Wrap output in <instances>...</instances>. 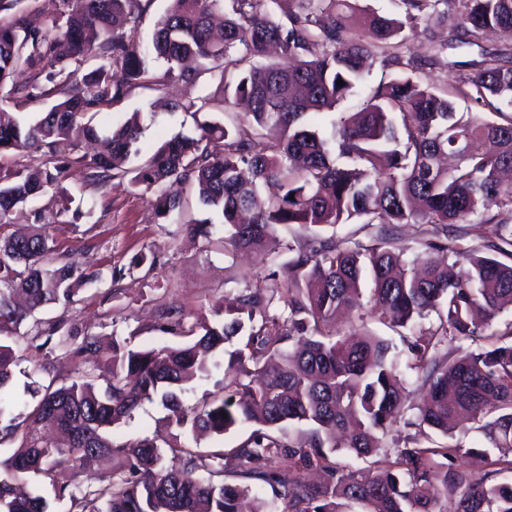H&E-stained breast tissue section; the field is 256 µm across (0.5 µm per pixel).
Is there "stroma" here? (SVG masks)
I'll return each mask as SVG.
<instances>
[{
  "instance_id": "1",
  "label": "stroma",
  "mask_w": 512,
  "mask_h": 512,
  "mask_svg": "<svg viewBox=\"0 0 512 512\" xmlns=\"http://www.w3.org/2000/svg\"><path fill=\"white\" fill-rule=\"evenodd\" d=\"M499 44L496 34H487L481 46H463L441 54L436 65L425 73L438 88L452 92L459 85L460 63L476 61L481 48ZM159 92L136 88L109 114L105 123L119 125L137 116L144 129L142 147L151 150L175 134L195 135L193 119L172 112L159 103ZM63 184L75 204L84 211L72 224H59L53 230L57 251L65 262L79 269L101 270L104 280L79 291L67 310L49 308L48 316L66 312L73 324L88 330L103 341H129L135 347L176 345L178 337L164 333L163 325L174 322L178 313L192 320L213 323L226 297L254 287L270 272L268 259L286 262V244L291 237H306V230L277 231L268 236L255 252L232 255L222 246L207 245L203 239L187 237L177 225L162 224L155 218L145 197L117 187L101 197L84 181L78 165L68 166ZM157 258L155 268L141 263V255ZM121 278L111 279L112 270ZM340 326H356L362 331L391 341L397 357V370L411 392V402H418L421 381L413 368L414 360L402 339V328L381 321L370 310L354 311L339 321ZM78 366L77 360L57 354L44 356L24 352L15 369L13 390L24 396L29 383L68 382ZM170 411L161 400L142 404L132 419L114 430L120 437L163 439L174 433Z\"/></svg>"
}]
</instances>
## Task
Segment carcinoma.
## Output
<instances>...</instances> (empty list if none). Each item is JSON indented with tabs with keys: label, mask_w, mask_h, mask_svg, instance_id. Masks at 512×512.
<instances>
[{
	"label": "carcinoma",
	"mask_w": 512,
	"mask_h": 512,
	"mask_svg": "<svg viewBox=\"0 0 512 512\" xmlns=\"http://www.w3.org/2000/svg\"><path fill=\"white\" fill-rule=\"evenodd\" d=\"M356 2L169 0L146 43L139 27L151 0H58L40 26L20 11L0 20V158L31 147L47 157L39 167L0 164V227L15 210L48 199L34 211L32 231L0 237V445L20 439L0 457V512H51L44 496L18 491L20 483L47 484L78 512H241L252 488L267 486L288 497L289 512H346L352 503L365 512H445L450 485L458 490L454 512H512V481L457 464L464 455L485 459V451L420 441L427 428L450 434L466 416L498 450L499 471L512 472V344L438 355L447 338L474 342L512 308V183L499 177L512 169V115L501 109L512 106V0H398L402 18L360 13ZM450 5L461 18L450 43L476 45L488 29L503 36L502 48L457 88L477 113L458 114L421 78L450 43L419 58L394 50L404 31L421 21L429 30ZM375 62L388 75L357 111L340 113L333 139L310 129L306 114L338 109ZM204 73L215 91L175 100L170 111L195 119L228 111L233 99L247 110L229 124L198 122L196 135H175L146 161L118 168L117 160L140 154L141 126L134 115L116 128L97 117L134 88L193 85ZM43 100L50 104L32 122L6 110ZM61 159L86 168L98 190L117 180L139 191L164 221L182 212L165 184L186 185L221 211L222 243L234 251L258 247L279 228L354 219L368 240L290 243L285 280L226 299L212 324L183 315L165 328L186 342L137 348L114 340L103 374L80 367L70 383L22 400L12 390L16 351H97L66 312L42 317L99 278L59 263L47 230L71 202ZM269 184L276 191L263 200ZM409 223L432 235L410 260L397 235ZM487 224L494 242L481 233ZM212 227L208 219L182 225L207 242ZM468 234L473 244L459 246ZM364 282L371 310L393 326L447 305V323L419 330L409 344L427 392L412 421L418 434L395 449L393 462L374 437L403 415L408 398L392 346L354 327L336 329L338 310L365 307ZM236 336L247 340L226 363L224 343ZM244 362L253 370L182 406L178 393ZM98 378L105 387L95 392ZM157 394L184 434L254 430L229 454H189L176 440L166 449L147 438L114 441L112 427ZM338 450L372 465L349 470L329 459ZM169 453L188 457L169 468ZM99 456L118 459V469L84 477L85 462ZM313 466L326 471L324 483L303 477Z\"/></svg>",
	"instance_id": "1"
}]
</instances>
